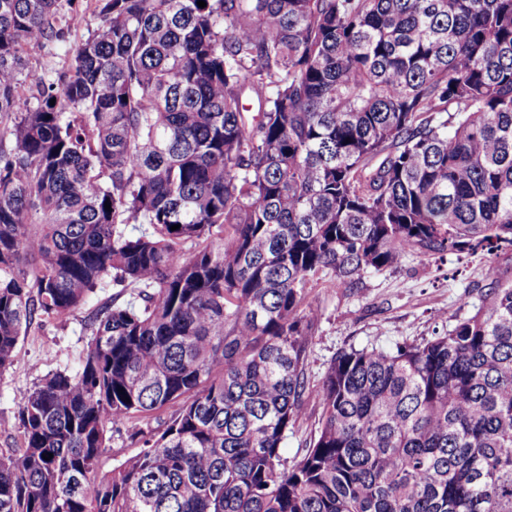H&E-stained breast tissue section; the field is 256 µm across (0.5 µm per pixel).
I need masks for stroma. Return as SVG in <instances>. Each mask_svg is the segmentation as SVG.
<instances>
[{
    "label": "stroma",
    "mask_w": 512,
    "mask_h": 512,
    "mask_svg": "<svg viewBox=\"0 0 512 512\" xmlns=\"http://www.w3.org/2000/svg\"><path fill=\"white\" fill-rule=\"evenodd\" d=\"M59 20L71 29L67 45L47 44L29 55L31 64L52 80L65 69L67 52L97 27L94 0H62ZM490 264L504 282H512V249L504 247L491 255L410 252L398 267L365 274L357 288H336L326 281L311 284L306 298L307 308L315 314L307 350L310 384L321 381L342 349H392L445 334L479 306ZM88 312L84 306L61 319L35 320L28 334L20 337L17 361L0 373L1 449L16 445L20 393L47 374L78 367L90 335Z\"/></svg>",
    "instance_id": "stroma-1"
}]
</instances>
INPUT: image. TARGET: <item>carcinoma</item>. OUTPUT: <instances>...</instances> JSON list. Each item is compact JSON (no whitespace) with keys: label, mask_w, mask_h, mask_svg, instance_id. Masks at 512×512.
Returning a JSON list of instances; mask_svg holds the SVG:
<instances>
[{"label":"carcinoma","mask_w":512,"mask_h":512,"mask_svg":"<svg viewBox=\"0 0 512 512\" xmlns=\"http://www.w3.org/2000/svg\"><path fill=\"white\" fill-rule=\"evenodd\" d=\"M58 2L0 0V372L35 319L132 292L20 394L0 512H512V283L314 388L305 307L512 247V0H94L55 83L28 52L68 41ZM320 409L316 401L311 398L302 410L294 428L288 432L282 453L288 461L303 454L305 441L309 440L311 432L317 426ZM135 424L138 427L146 428L145 422H133L125 424L120 432H113L112 441L110 443L112 452L103 459V472L112 470V468L118 464V461L121 460L124 455L136 452L139 449L137 445L131 443L127 432V429H131V426Z\"/></svg>","instance_id":"1"}]
</instances>
